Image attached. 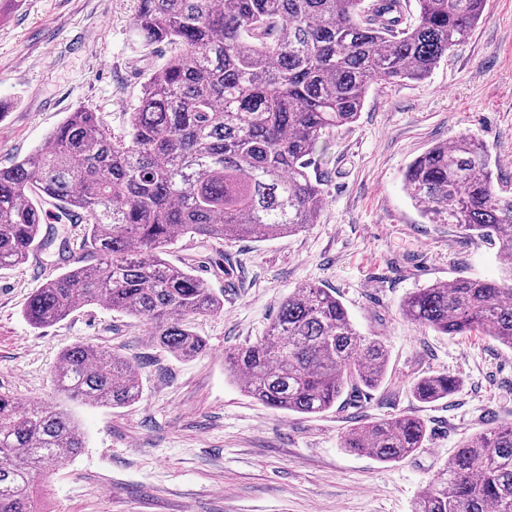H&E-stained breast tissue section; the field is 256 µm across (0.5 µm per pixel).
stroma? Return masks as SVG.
Instances as JSON below:
<instances>
[{
    "instance_id": "35a3bbf8",
    "label": "stroma",
    "mask_w": 512,
    "mask_h": 512,
    "mask_svg": "<svg viewBox=\"0 0 512 512\" xmlns=\"http://www.w3.org/2000/svg\"><path fill=\"white\" fill-rule=\"evenodd\" d=\"M136 4L0 0V167L33 152L80 106L114 135L125 132L150 69L169 54L133 42ZM461 133L483 141L494 173L512 181V0H487L468 39L427 79L373 83L358 120L319 140L317 224L269 241L174 246L172 264L193 260L224 294L223 313L196 323L208 341L201 358L155 348L142 323L104 305L32 329L22 309L61 272L56 255L1 269L0 390L51 399L58 354L76 342L119 347L141 366L134 405L70 404L86 446L39 476L44 512H412L464 437L512 421V350L482 335H439L400 310L437 281L502 278L496 246L430 223L403 188L416 156ZM311 284L335 292L357 330L389 346L388 375L361 408L289 415L247 396L225 369L227 353L263 335L281 301ZM446 372L461 380L454 395L432 404L413 396V379ZM399 415L428 428L408 458L381 462L341 448L353 419Z\"/></svg>"
}]
</instances>
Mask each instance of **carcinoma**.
Listing matches in <instances>:
<instances>
[{"instance_id": "cac0c4a2", "label": "carcinoma", "mask_w": 512, "mask_h": 512, "mask_svg": "<svg viewBox=\"0 0 512 512\" xmlns=\"http://www.w3.org/2000/svg\"><path fill=\"white\" fill-rule=\"evenodd\" d=\"M486 0H137L131 32L166 63L150 70L124 135L77 108L33 154L0 168V269L59 245L72 266L22 310L36 329L106 304L147 326L178 358L205 354L195 321L224 310V294L165 259L186 237L273 240L317 222L324 206L311 155L325 133L354 123L375 81L426 79L465 41ZM409 198L433 224L498 246L504 281L460 276L402 304L410 321L444 336L481 333L512 350V193L496 189L488 151L459 134L415 158ZM67 224L59 238L41 225ZM226 369L261 404L315 416L360 402L389 371L379 336H363L328 288L282 300L266 334L234 349ZM448 373L414 379L422 403L456 393ZM53 390L111 408L142 396L140 365L109 345L75 343L59 355ZM424 421L399 415L358 424L341 447L398 462L423 447ZM85 448L69 412L0 393V512H42L33 474ZM413 512H512V422L455 449Z\"/></svg>"}]
</instances>
